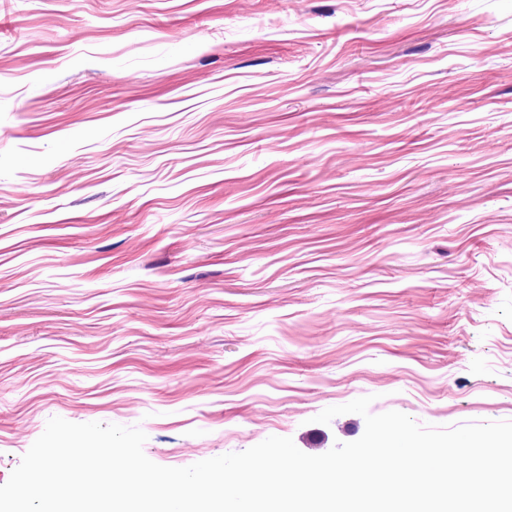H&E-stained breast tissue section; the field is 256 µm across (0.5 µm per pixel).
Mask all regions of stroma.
Wrapping results in <instances>:
<instances>
[{"mask_svg": "<svg viewBox=\"0 0 512 512\" xmlns=\"http://www.w3.org/2000/svg\"><path fill=\"white\" fill-rule=\"evenodd\" d=\"M1 77L0 484L512 420V0H0Z\"/></svg>", "mask_w": 512, "mask_h": 512, "instance_id": "obj_1", "label": "stroma"}]
</instances>
